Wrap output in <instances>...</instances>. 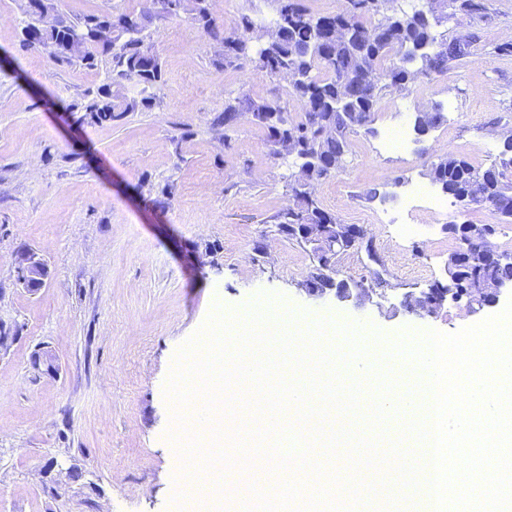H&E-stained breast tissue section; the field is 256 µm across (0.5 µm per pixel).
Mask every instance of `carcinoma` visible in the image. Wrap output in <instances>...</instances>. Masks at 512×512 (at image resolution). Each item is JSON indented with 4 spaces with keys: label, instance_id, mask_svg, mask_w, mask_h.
Masks as SVG:
<instances>
[{
    "label": "carcinoma",
    "instance_id": "1",
    "mask_svg": "<svg viewBox=\"0 0 512 512\" xmlns=\"http://www.w3.org/2000/svg\"><path fill=\"white\" fill-rule=\"evenodd\" d=\"M276 17L271 39L253 42L247 34L256 28L251 15L242 13L229 32L220 31L210 12L208 0H155L151 12L113 16L112 45L99 43L88 28L104 18L87 14L71 19L58 8V0H25L24 24L19 46L38 51L56 63L78 62L88 69L98 67L100 58L111 57L106 81L96 91L84 95L80 109L97 120H119L129 112L149 110L156 105L152 90L164 81V69L151 42L149 30L159 19L186 18L202 29L220 48L226 69L249 64L269 79L288 86V96L299 104L301 118L287 120V107L280 97L255 98L241 92L224 102L218 122L232 128L248 116L266 129L271 153L283 155L282 144L295 147L298 175L290 186L295 206L277 216L278 224H334L336 218L325 211L305 189L330 171L321 160L349 150V135L372 121L379 91L383 87L402 92L418 74L445 73L448 64L468 54L473 35L451 39L439 36L435 28L448 21L438 12L424 19L422 10L430 0H420L411 10H396L392 0L375 3L347 18L354 39L336 41L333 33L339 16H315L304 0H275ZM46 5L57 12L54 30L38 26L37 9ZM77 29L85 43L78 57L63 51L65 32ZM140 88V96L130 97L125 88ZM502 159L484 170L450 152L431 164L429 177L442 191L465 206L482 204L494 208L505 221H512V170L509 150ZM466 280L494 281L512 278V267L488 260L464 265Z\"/></svg>",
    "mask_w": 512,
    "mask_h": 512
}]
</instances>
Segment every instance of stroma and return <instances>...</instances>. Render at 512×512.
I'll list each match as a JSON object with an SVG mask.
<instances>
[{"instance_id": "35a3bbf8", "label": "stroma", "mask_w": 512, "mask_h": 512, "mask_svg": "<svg viewBox=\"0 0 512 512\" xmlns=\"http://www.w3.org/2000/svg\"><path fill=\"white\" fill-rule=\"evenodd\" d=\"M22 4L0 0V328L12 338L0 349V512H173L184 472L165 386L215 304L240 310L265 293L289 313L375 328L390 342L406 328L457 332L512 301L506 289L479 310L448 302L419 315L404 304L447 285L461 245L449 225H491L492 244L512 254V223L492 207L406 203L410 185H430L431 162L451 152L485 168L512 135V55L497 51L512 42V0L449 18L447 36L475 34L470 55L383 92L342 167L316 186L323 209L366 231L335 259L341 277L372 288L360 306L301 290L312 253L274 220L293 204V158L274 156L249 119L217 122L229 97L283 96L285 84L224 69L209 36L162 20L151 29L165 71L156 106L98 121L67 106L104 82L105 67L19 50ZM434 109L443 123L418 137L417 112ZM400 122L408 146L388 148ZM27 250L47 268L34 290L16 277ZM42 349L56 374L34 369Z\"/></svg>"}]
</instances>
